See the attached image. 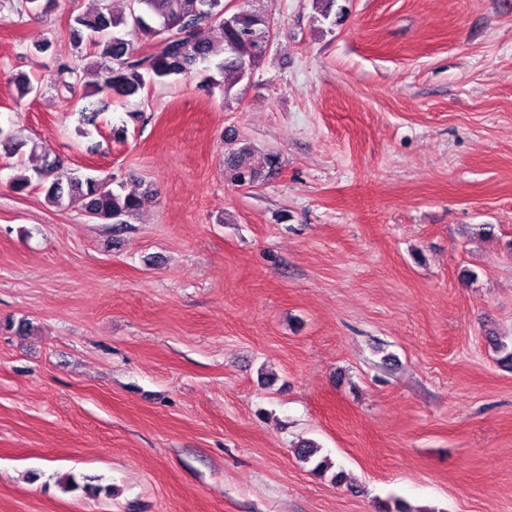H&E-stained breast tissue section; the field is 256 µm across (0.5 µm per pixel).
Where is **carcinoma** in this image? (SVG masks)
<instances>
[{"instance_id": "1", "label": "carcinoma", "mask_w": 512, "mask_h": 512, "mask_svg": "<svg viewBox=\"0 0 512 512\" xmlns=\"http://www.w3.org/2000/svg\"><path fill=\"white\" fill-rule=\"evenodd\" d=\"M154 18L160 20L157 27ZM268 25L266 17L254 12L226 15L224 0H141L138 10L133 0H126L121 10L112 0H98L94 10L70 15V29L79 39L88 33L96 61L83 70L63 62L57 79L69 75L79 83L90 71L95 80L85 83L88 92L129 97L143 89L148 78L162 82L186 75L196 64L221 55L217 70L227 96L265 57L262 46L270 36ZM212 26L223 33L219 46L200 38L201 30ZM138 42L150 44L148 53H140ZM227 166L239 184L253 183L262 175L261 167L243 163L236 153L228 156ZM39 176L48 202L60 204L66 199L91 219L125 224L148 200L146 193L118 192L108 180L76 176L56 160L45 162ZM318 452V445L309 440L296 448L299 460L315 462L313 472L322 474L330 464L326 458L315 460Z\"/></svg>"}]
</instances>
